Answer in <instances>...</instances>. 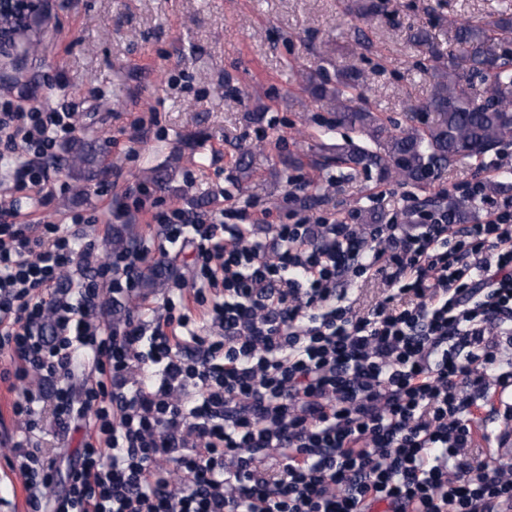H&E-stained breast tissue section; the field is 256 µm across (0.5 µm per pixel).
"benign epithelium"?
<instances>
[{"label": "benign epithelium", "mask_w": 512, "mask_h": 512, "mask_svg": "<svg viewBox=\"0 0 512 512\" xmlns=\"http://www.w3.org/2000/svg\"><path fill=\"white\" fill-rule=\"evenodd\" d=\"M50 7V0H0V70L17 71L29 57L22 36L30 22Z\"/></svg>", "instance_id": "benign-epithelium-1"}]
</instances>
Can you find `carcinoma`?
I'll return each mask as SVG.
<instances>
[{
    "label": "carcinoma",
    "instance_id": "obj_1",
    "mask_svg": "<svg viewBox=\"0 0 512 512\" xmlns=\"http://www.w3.org/2000/svg\"><path fill=\"white\" fill-rule=\"evenodd\" d=\"M355 15L369 21L379 15L382 0H355ZM449 43L456 49L443 55L425 31L413 44L428 56L431 93L422 109L435 114L420 126L389 128L375 112L361 106L364 91L355 70L330 80L321 72L306 77L312 97L361 139L345 145L319 143L324 158L353 172H375L377 179L395 178L424 187L451 161L478 158L512 143V14L500 13L490 22L448 21ZM65 163L83 187L105 173L99 151L88 139L65 148Z\"/></svg>",
    "mask_w": 512,
    "mask_h": 512
}]
</instances>
